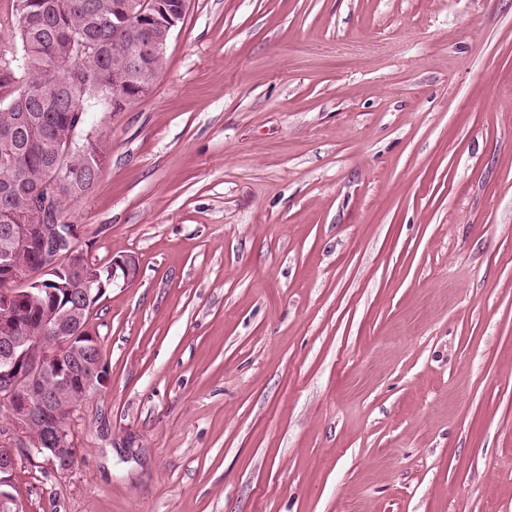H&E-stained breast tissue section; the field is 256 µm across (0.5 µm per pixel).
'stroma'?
Returning a JSON list of instances; mask_svg holds the SVG:
<instances>
[{
    "instance_id": "1",
    "label": "stroma",
    "mask_w": 512,
    "mask_h": 512,
    "mask_svg": "<svg viewBox=\"0 0 512 512\" xmlns=\"http://www.w3.org/2000/svg\"><path fill=\"white\" fill-rule=\"evenodd\" d=\"M72 209L107 381L23 512H512V0H189Z\"/></svg>"
}]
</instances>
